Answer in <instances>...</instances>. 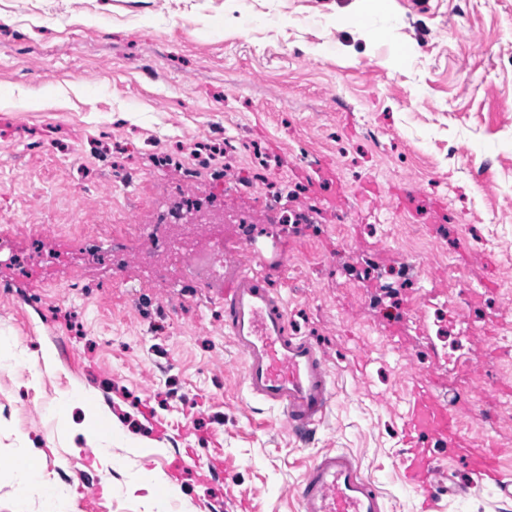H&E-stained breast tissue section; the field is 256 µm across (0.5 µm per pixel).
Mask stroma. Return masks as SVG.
<instances>
[{
    "label": "stroma",
    "instance_id": "1",
    "mask_svg": "<svg viewBox=\"0 0 512 512\" xmlns=\"http://www.w3.org/2000/svg\"><path fill=\"white\" fill-rule=\"evenodd\" d=\"M189 198L181 235L223 237L227 271H260L322 348L310 430L248 393L216 292L179 285L165 246L65 231ZM0 338V512L43 510L31 448L79 512H149L125 492L141 469L181 485L177 512H300L328 450L386 512H421L399 453L425 382L512 471V0H0ZM75 385L165 452L103 471L55 413ZM413 446L441 466L437 512H512L451 441Z\"/></svg>",
    "mask_w": 512,
    "mask_h": 512
}]
</instances>
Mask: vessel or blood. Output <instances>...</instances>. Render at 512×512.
Listing matches in <instances>:
<instances>
[{
	"label": "vessel or blood",
	"mask_w": 512,
	"mask_h": 512,
	"mask_svg": "<svg viewBox=\"0 0 512 512\" xmlns=\"http://www.w3.org/2000/svg\"><path fill=\"white\" fill-rule=\"evenodd\" d=\"M200 266L208 270L211 285L224 303V326L243 358L251 396L283 409L295 427L307 430L320 424L329 407L328 367L313 343L291 334L283 299L255 270L229 275L212 268L207 260ZM458 429V409L442 405L428 388L411 392L404 414V443H412L415 435L424 432L445 436ZM463 460L472 481L491 480L501 489L512 488V478L503 470L494 445L474 449ZM401 465L405 481L418 488L423 497L422 512H432L438 462L412 451ZM296 492L301 512H385L379 489L355 457L343 451L315 457Z\"/></svg>",
	"instance_id": "obj_1"
}]
</instances>
